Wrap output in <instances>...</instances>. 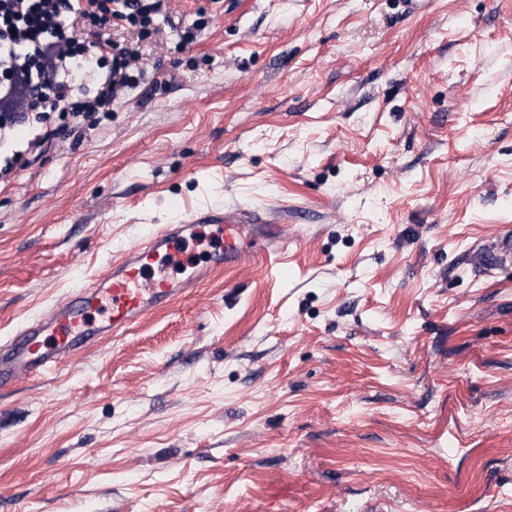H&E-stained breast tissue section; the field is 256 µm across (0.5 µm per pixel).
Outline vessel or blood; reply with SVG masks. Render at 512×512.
<instances>
[{
    "mask_svg": "<svg viewBox=\"0 0 512 512\" xmlns=\"http://www.w3.org/2000/svg\"><path fill=\"white\" fill-rule=\"evenodd\" d=\"M206 225L214 226L222 241L208 266L181 280L155 274L158 258L183 263L181 240ZM277 229V217L255 208L200 211L154 230L144 244L113 260L91 287L56 302L48 316L24 325L9 345L0 348V389L19 377L56 369L103 337L126 335L135 324L189 294L211 271L268 252L277 241Z\"/></svg>",
    "mask_w": 512,
    "mask_h": 512,
    "instance_id": "vessel-or-blood-1",
    "label": "vessel or blood"
}]
</instances>
